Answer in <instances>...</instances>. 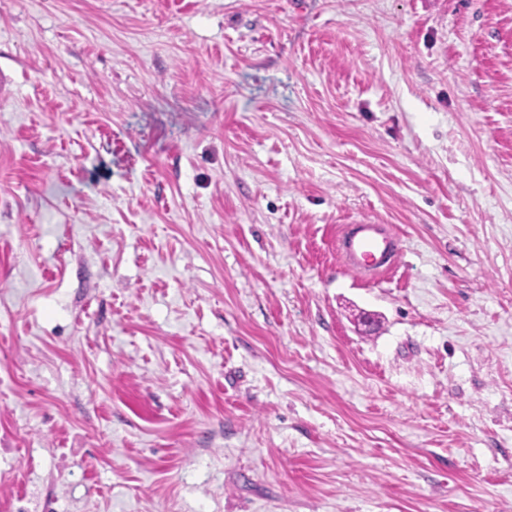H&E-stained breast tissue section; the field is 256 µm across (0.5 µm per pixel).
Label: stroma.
I'll return each instance as SVG.
<instances>
[{"instance_id": "35a3bbf8", "label": "stroma", "mask_w": 512, "mask_h": 512, "mask_svg": "<svg viewBox=\"0 0 512 512\" xmlns=\"http://www.w3.org/2000/svg\"><path fill=\"white\" fill-rule=\"evenodd\" d=\"M0 72V512H512V0H0ZM337 251L353 271L378 278L394 267L400 244L381 224H354L340 233Z\"/></svg>"}]
</instances>
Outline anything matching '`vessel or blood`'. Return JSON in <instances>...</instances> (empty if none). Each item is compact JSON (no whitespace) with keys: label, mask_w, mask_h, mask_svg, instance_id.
<instances>
[{"label":"vessel or blood","mask_w":512,"mask_h":512,"mask_svg":"<svg viewBox=\"0 0 512 512\" xmlns=\"http://www.w3.org/2000/svg\"><path fill=\"white\" fill-rule=\"evenodd\" d=\"M337 251L350 269L377 278L393 268L400 244L397 237L382 225L355 224L340 233Z\"/></svg>","instance_id":"b4317fda"}]
</instances>
